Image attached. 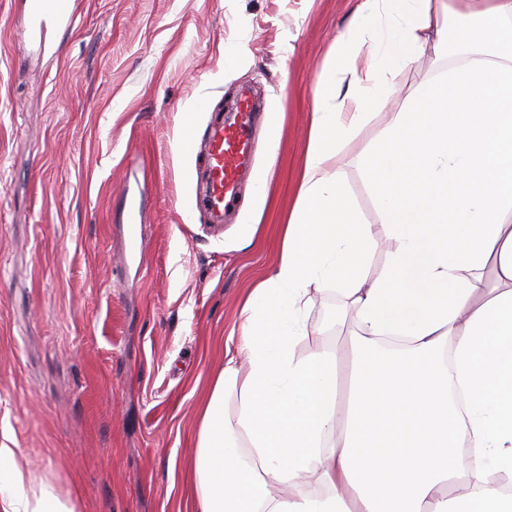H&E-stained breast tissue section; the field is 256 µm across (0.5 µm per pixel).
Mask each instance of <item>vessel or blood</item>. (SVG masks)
Here are the masks:
<instances>
[{"label":"vessel or blood","instance_id":"b4317fda","mask_svg":"<svg viewBox=\"0 0 512 512\" xmlns=\"http://www.w3.org/2000/svg\"><path fill=\"white\" fill-rule=\"evenodd\" d=\"M24 34L41 51L51 48L53 33L72 28L74 0H21ZM256 107L249 95H241L233 122L214 125L208 141L203 186L187 202V210L208 207L212 217L223 219L224 201L233 196L249 174Z\"/></svg>","mask_w":512,"mask_h":512}]
</instances>
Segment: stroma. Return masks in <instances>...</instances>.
Listing matches in <instances>:
<instances>
[{"instance_id":"stroma-1","label":"stroma","mask_w":512,"mask_h":512,"mask_svg":"<svg viewBox=\"0 0 512 512\" xmlns=\"http://www.w3.org/2000/svg\"><path fill=\"white\" fill-rule=\"evenodd\" d=\"M355 0H78L54 58L0 0V444L75 512H195L185 491L198 411L241 299L273 265L296 204L320 71ZM448 54L388 76V103L339 146L365 222L379 215L358 157ZM250 89L263 104L250 185L211 223L185 211L210 128ZM279 127L276 156L268 130ZM194 152L181 150L184 138ZM145 189L140 257L114 217L125 183ZM258 233L249 248L248 225ZM330 294L298 346L353 368Z\"/></svg>"}]
</instances>
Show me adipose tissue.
<instances>
[{"mask_svg":"<svg viewBox=\"0 0 512 512\" xmlns=\"http://www.w3.org/2000/svg\"><path fill=\"white\" fill-rule=\"evenodd\" d=\"M451 19L465 64L421 82L362 153L380 216L365 223L328 161L386 106L388 73L441 47ZM352 26L377 39L341 33L335 67L318 76L296 206L211 380L192 494L199 512H512V0H361ZM463 84L465 109L449 111ZM383 246L388 267L370 277ZM330 290L352 323L341 409L336 355L296 351ZM373 398L402 408L419 447L368 448ZM16 456L0 445V512H74ZM311 479L324 494L304 493Z\"/></svg>","mask_w":512,"mask_h":512,"instance_id":"adipose-tissue-1","label":"adipose tissue"}]
</instances>
